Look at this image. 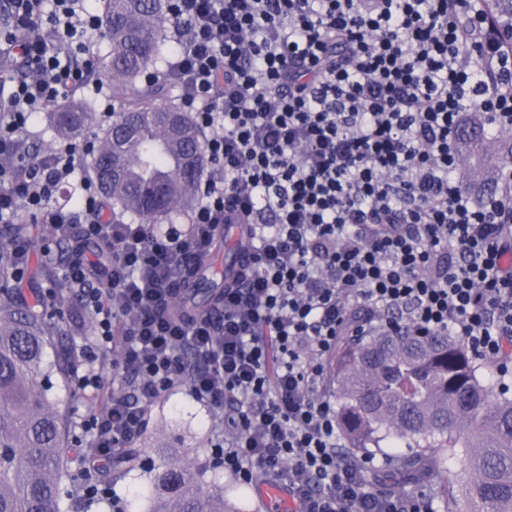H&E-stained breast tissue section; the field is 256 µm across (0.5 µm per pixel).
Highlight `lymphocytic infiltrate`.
Returning <instances> with one entry per match:
<instances>
[{
    "instance_id": "lymphocytic-infiltrate-1",
    "label": "lymphocytic infiltrate",
    "mask_w": 512,
    "mask_h": 512,
    "mask_svg": "<svg viewBox=\"0 0 512 512\" xmlns=\"http://www.w3.org/2000/svg\"><path fill=\"white\" fill-rule=\"evenodd\" d=\"M165 72L219 160L186 229L127 224L75 174L86 145L31 156L33 114L90 85L79 0H8L0 59V224H48L42 251L97 317V351L119 345L125 392L85 418L111 457L178 388L222 414L216 452L250 483L283 479L292 512H431L367 488L341 463L325 365L351 315L460 337L512 373V170L474 194L462 179L467 114L512 130V28L488 0H171ZM79 184L78 210L55 205ZM245 245L214 311L178 315L171 280L206 258L219 228ZM107 251L100 263L88 247Z\"/></svg>"
}]
</instances>
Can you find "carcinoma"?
Segmentation results:
<instances>
[{"label":"carcinoma","mask_w":512,"mask_h":512,"mask_svg":"<svg viewBox=\"0 0 512 512\" xmlns=\"http://www.w3.org/2000/svg\"><path fill=\"white\" fill-rule=\"evenodd\" d=\"M169 10L170 0L99 3L112 42L101 69L112 84L114 109L83 169L112 213L132 223H176L198 200L208 168L202 130L157 78V64L171 51ZM490 10L494 20L512 25V0H491ZM93 119V104L79 98L46 113L56 140L81 138ZM235 261L231 252L220 266L197 265L180 303L194 307L200 297L216 305ZM69 295L63 285L54 305L28 295L0 265V512H62L61 476L70 461L82 470L85 505L104 503L113 484L139 464L140 449L129 447L90 465L88 433L63 419L44 392L51 373L74 388L84 370L72 341L81 321L61 311ZM365 318L354 314L331 363L337 424L348 448L371 458L394 449L375 474L390 489L406 476H421L435 449L445 474L444 512H455L460 467L473 475L459 489L468 512H512V397L478 375L459 337L406 325L352 335ZM150 486V512H227L224 491L188 467L162 469Z\"/></svg>","instance_id":"1"}]
</instances>
